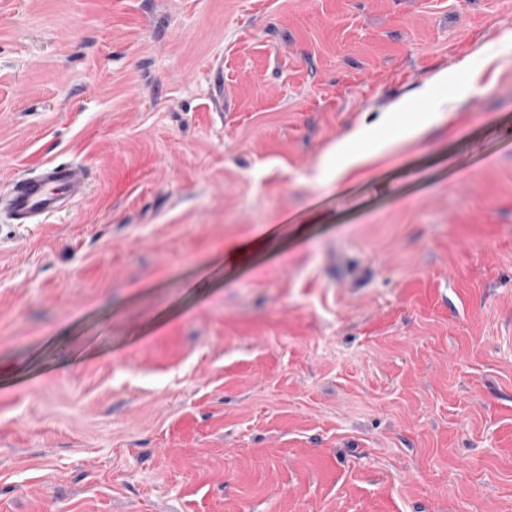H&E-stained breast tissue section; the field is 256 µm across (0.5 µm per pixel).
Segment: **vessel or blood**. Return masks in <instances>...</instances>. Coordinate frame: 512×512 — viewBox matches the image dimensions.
<instances>
[{
	"label": "vessel or blood",
	"mask_w": 512,
	"mask_h": 512,
	"mask_svg": "<svg viewBox=\"0 0 512 512\" xmlns=\"http://www.w3.org/2000/svg\"><path fill=\"white\" fill-rule=\"evenodd\" d=\"M87 185L88 173L80 164H41L0 192V215L17 224L43 223L83 199Z\"/></svg>",
	"instance_id": "b4317fda"
}]
</instances>
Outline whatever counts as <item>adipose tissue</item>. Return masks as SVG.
I'll return each mask as SVG.
<instances>
[{
  "instance_id": "adipose-tissue-1",
  "label": "adipose tissue",
  "mask_w": 512,
  "mask_h": 512,
  "mask_svg": "<svg viewBox=\"0 0 512 512\" xmlns=\"http://www.w3.org/2000/svg\"><path fill=\"white\" fill-rule=\"evenodd\" d=\"M434 113L424 114L422 120L413 127L395 129L381 140L372 139L368 128L359 127L328 150L320 163V183L337 186L343 172L365 165L373 156L393 151L404 142L418 140L425 136L437 122Z\"/></svg>"
}]
</instances>
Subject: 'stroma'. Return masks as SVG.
<instances>
[{
  "label": "stroma",
  "instance_id": "1",
  "mask_svg": "<svg viewBox=\"0 0 512 512\" xmlns=\"http://www.w3.org/2000/svg\"><path fill=\"white\" fill-rule=\"evenodd\" d=\"M511 34L512 0H0V190L90 180L0 221V512H512ZM437 120V113H424L422 120L415 126L407 129L397 128L381 140H373L370 130L366 127L352 130L347 136L336 141L323 157L318 181L339 188L343 172L361 167L371 157L389 153L406 141L421 139ZM88 173L80 164L44 163L13 179L0 192V216L15 224H43L87 194ZM269 238L268 234H259L233 239L224 245L219 261L231 269L244 267L269 248Z\"/></svg>",
  "mask_w": 512,
  "mask_h": 512
}]
</instances>
